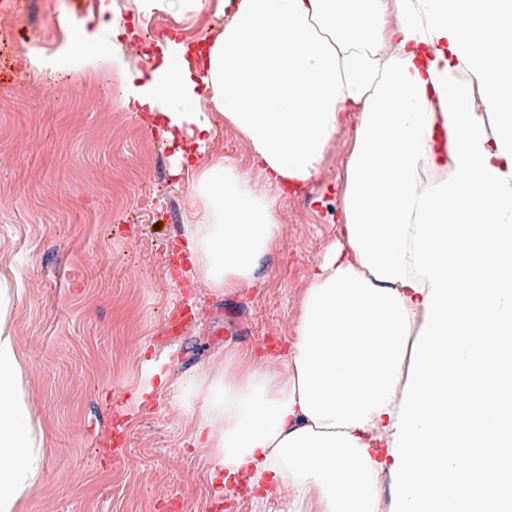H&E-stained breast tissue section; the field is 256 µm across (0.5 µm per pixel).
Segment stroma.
Returning a JSON list of instances; mask_svg holds the SVG:
<instances>
[{"label": "stroma", "instance_id": "35a3bbf8", "mask_svg": "<svg viewBox=\"0 0 512 512\" xmlns=\"http://www.w3.org/2000/svg\"><path fill=\"white\" fill-rule=\"evenodd\" d=\"M0 29V282L13 287L10 330L27 409L47 465L21 512H222L207 451L181 405L185 380L219 371L228 354L262 363L297 335L313 267L336 225L353 126L338 130L301 189L269 182L249 140L225 120L227 161L277 196L278 242L254 278L211 288L176 247L198 220L191 181L143 113L122 104L109 69L75 79L31 75L69 30L98 25L85 0H7ZM178 310L184 329L161 344ZM165 374L152 382L153 367ZM152 386L144 400L135 393ZM229 512H290L289 495L230 489Z\"/></svg>", "mask_w": 512, "mask_h": 512}]
</instances>
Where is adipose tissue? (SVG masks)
I'll return each mask as SVG.
<instances>
[{
	"instance_id": "obj_1",
	"label": "adipose tissue",
	"mask_w": 512,
	"mask_h": 512,
	"mask_svg": "<svg viewBox=\"0 0 512 512\" xmlns=\"http://www.w3.org/2000/svg\"><path fill=\"white\" fill-rule=\"evenodd\" d=\"M209 3L205 45L170 33L133 69L126 40ZM69 38L68 74L109 68L192 176L184 249L227 291L278 236L277 199L209 155L224 118L276 183L307 185L336 131L354 137L339 239L310 274L286 370L190 379L182 404L216 498L248 475L292 512H476L512 504V0H132ZM485 109L475 111L474 97ZM0 289V512L45 472Z\"/></svg>"
}]
</instances>
